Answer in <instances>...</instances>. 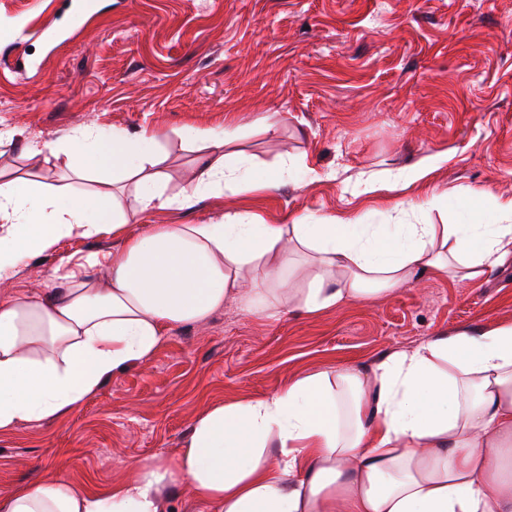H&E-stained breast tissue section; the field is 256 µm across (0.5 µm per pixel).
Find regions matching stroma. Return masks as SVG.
<instances>
[{
  "mask_svg": "<svg viewBox=\"0 0 512 512\" xmlns=\"http://www.w3.org/2000/svg\"><path fill=\"white\" fill-rule=\"evenodd\" d=\"M63 0H0V156L8 176L59 177L29 156L92 123L159 135L173 194L199 170L194 126L233 132L226 151L261 188L139 214L116 233H75L23 259L0 297L64 287L65 269L159 224H208L241 211L263 224H472L512 197V0H89L62 47ZM444 152L404 189L357 195L361 173L397 172ZM291 176L278 181L281 164ZM448 194L447 206L432 205ZM512 324V254L464 283L426 273L411 285L306 317L229 304L176 325L144 363L106 378L73 408L0 430V491L56 476L80 494L127 481L129 462L175 459L208 408L269 395L314 369L367 366L459 328Z\"/></svg>",
  "mask_w": 512,
  "mask_h": 512,
  "instance_id": "obj_1",
  "label": "stroma"
}]
</instances>
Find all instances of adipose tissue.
<instances>
[{
	"instance_id": "ef3b65f1",
	"label": "adipose tissue",
	"mask_w": 512,
	"mask_h": 512,
	"mask_svg": "<svg viewBox=\"0 0 512 512\" xmlns=\"http://www.w3.org/2000/svg\"><path fill=\"white\" fill-rule=\"evenodd\" d=\"M181 136L218 156L166 195L150 128L28 143L65 177L0 180V279L73 232L132 223L112 190L75 193L70 178L135 182L145 213L188 208L222 189L254 188L219 153L231 134ZM491 224H262L225 212L210 224L158 225L93 254L105 280L68 273L66 288L0 300V429L81 403L120 367L147 361L166 331L229 303L306 316L409 284L429 272L475 279L512 253V197ZM112 492L76 494L62 479L0 492V512H164L192 486L216 512H512V324L460 329L386 352L369 367L313 370L284 389L213 407L173 461L132 462Z\"/></svg>"
}]
</instances>
